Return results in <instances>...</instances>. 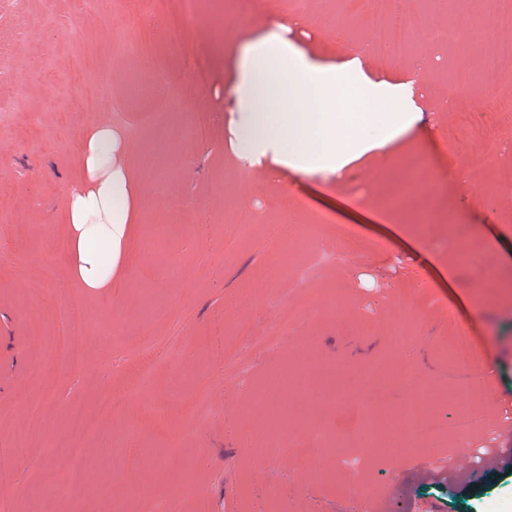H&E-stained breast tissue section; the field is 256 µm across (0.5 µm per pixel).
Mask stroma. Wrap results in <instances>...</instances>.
I'll return each mask as SVG.
<instances>
[{
  "instance_id": "1",
  "label": "stroma",
  "mask_w": 512,
  "mask_h": 512,
  "mask_svg": "<svg viewBox=\"0 0 512 512\" xmlns=\"http://www.w3.org/2000/svg\"><path fill=\"white\" fill-rule=\"evenodd\" d=\"M176 0H0V47L9 53L6 88L21 109L15 134L0 137V504L31 512L46 471L66 492L39 512H350L363 495L368 512H512V466L501 461L505 415L512 413V224L483 207L471 191L461 204L452 180L430 182L414 198L400 244H392L374 210L402 172L378 176L379 162L344 172L337 186L318 177L275 180L224 152V45L250 34L254 0H199L183 39L186 65L150 68L122 54L120 41L152 30L164 43ZM114 107L105 111L100 90ZM165 92L168 107L142 116V96ZM211 118V135L183 154L168 130L189 110ZM435 139L420 148L433 172L461 165L444 138L448 115L427 110ZM106 120L140 126L133 164L165 171L145 188L155 204L143 235L165 242L167 260L132 245L124 287L94 302L63 284L64 270L42 266L64 224V198L77 176L73 127ZM330 216L327 224L318 215ZM363 243L346 254L337 225ZM478 251L448 273L463 232ZM501 287L484 291L489 273ZM82 312V330L67 314ZM405 339L395 365L407 386H375L383 412L415 393L417 419L397 418L389 435L426 431L415 460L376 442L357 445L365 411L352 405L305 407L281 384L284 367L315 372L343 363L362 370ZM464 334L484 382L483 426L457 438L448 420L463 400L452 372L451 336ZM55 351L74 336L77 363L52 361L44 390L28 351L32 336ZM155 364L144 388L150 413L118 412L84 445L94 466H72L66 450L48 455L50 439L68 434V408L94 413L106 392L125 390L123 371L146 356ZM185 391L181 406L171 389ZM264 393L261 411L254 396ZM290 448H282V440ZM142 472L145 496L128 495ZM192 473L193 495L172 486Z\"/></svg>"
}]
</instances>
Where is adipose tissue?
I'll list each match as a JSON object with an SVG mask.
<instances>
[{
  "label": "adipose tissue",
  "instance_id": "1",
  "mask_svg": "<svg viewBox=\"0 0 512 512\" xmlns=\"http://www.w3.org/2000/svg\"><path fill=\"white\" fill-rule=\"evenodd\" d=\"M286 16L224 49V145L246 167L280 178L341 171L410 155L427 130L408 74L373 68L344 50L319 54L290 37ZM370 107L353 126L336 110L343 87ZM138 145L112 123L88 132L78 147L80 174L65 197L67 287L107 298L127 275L131 244L144 221V184L130 159Z\"/></svg>",
  "mask_w": 512,
  "mask_h": 512
}]
</instances>
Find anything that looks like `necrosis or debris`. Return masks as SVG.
<instances>
[{
  "mask_svg": "<svg viewBox=\"0 0 512 512\" xmlns=\"http://www.w3.org/2000/svg\"><path fill=\"white\" fill-rule=\"evenodd\" d=\"M367 33L366 53L389 62L408 57L425 60L432 34L440 28L452 29L460 37L474 30L482 35L474 49L475 63L454 72V95L448 104L452 119L446 138L449 147L466 158V176L470 187L492 183L501 198L498 221L512 223V165L489 171L483 156L470 152L472 140L491 147L512 145V0H474L473 7L433 8L429 0H362L358 13ZM401 379V372L391 366L390 356H383L365 371L347 372L343 380L323 375L314 380L310 370L299 369L290 376L293 391L306 401L329 400L344 406L353 400H370L374 379ZM140 380L130 382L125 392L106 393L95 416L72 408L70 428L82 435L95 433L103 422L126 402H134L143 411Z\"/></svg>",
  "mask_w": 512,
  "mask_h": 512,
  "instance_id": "1",
  "label": "necrosis or debris"
}]
</instances>
